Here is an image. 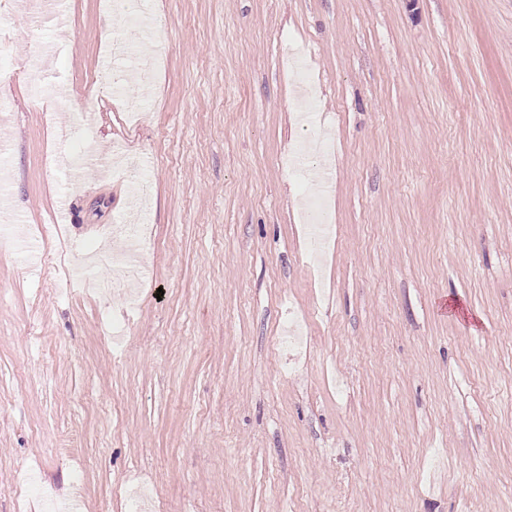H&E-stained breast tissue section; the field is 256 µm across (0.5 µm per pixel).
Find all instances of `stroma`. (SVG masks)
Listing matches in <instances>:
<instances>
[{
  "instance_id": "35a3bbf8",
  "label": "stroma",
  "mask_w": 512,
  "mask_h": 512,
  "mask_svg": "<svg viewBox=\"0 0 512 512\" xmlns=\"http://www.w3.org/2000/svg\"><path fill=\"white\" fill-rule=\"evenodd\" d=\"M149 7L148 92L90 99L100 0L37 38L0 0L10 204L64 254L0 247V512H512V0ZM75 98L94 118L64 143ZM317 133L314 250L285 163ZM122 152L150 162L152 276L105 296L83 255L138 221Z\"/></svg>"
}]
</instances>
